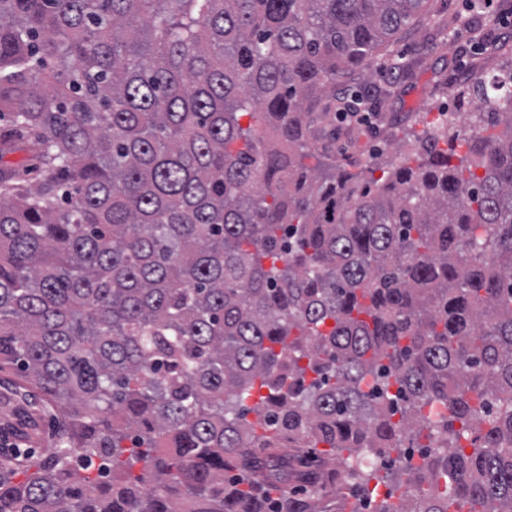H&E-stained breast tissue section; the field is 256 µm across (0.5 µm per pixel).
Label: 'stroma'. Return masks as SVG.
I'll return each instance as SVG.
<instances>
[{"label":"stroma","instance_id":"1","mask_svg":"<svg viewBox=\"0 0 512 512\" xmlns=\"http://www.w3.org/2000/svg\"><path fill=\"white\" fill-rule=\"evenodd\" d=\"M436 4L465 20L482 17L492 20L493 37L512 38V15H504L498 5H487L485 0H436ZM437 24V16H429L417 31L394 47L395 53L405 58L422 59V66L411 80L402 79L383 65L372 74L374 83H391L398 88L391 101L390 124L379 123L372 114L362 122L337 120V163L358 164L377 153L392 158L399 143L442 117L452 119L459 126L464 124L466 114L458 105L456 92L460 86L470 83L478 52L464 28L449 31L447 39L436 38L433 30ZM27 399L31 404L30 422L24 433L0 429V442L16 445L25 457L35 458L51 439L53 417L43 411L36 393H29Z\"/></svg>","mask_w":512,"mask_h":512}]
</instances>
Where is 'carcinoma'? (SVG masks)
<instances>
[{
	"instance_id": "cac0c4a2",
	"label": "carcinoma",
	"mask_w": 512,
	"mask_h": 512,
	"mask_svg": "<svg viewBox=\"0 0 512 512\" xmlns=\"http://www.w3.org/2000/svg\"><path fill=\"white\" fill-rule=\"evenodd\" d=\"M432 9L0 0V512H512V70L382 180L317 126ZM11 373H1V387H0V426L2 425L6 414L10 412L5 409L1 404V397L8 395L13 399V404H21L25 407L23 400L20 397L14 396L8 390L10 384L8 381L12 379ZM28 401L34 406L28 408L30 423L24 429V435L19 436L15 431L8 429L2 425L1 438L3 444L17 445L21 449V454L28 458H37L44 448L48 445L52 435L53 416L46 411L42 410L37 393L34 391L27 393Z\"/></svg>"
}]
</instances>
